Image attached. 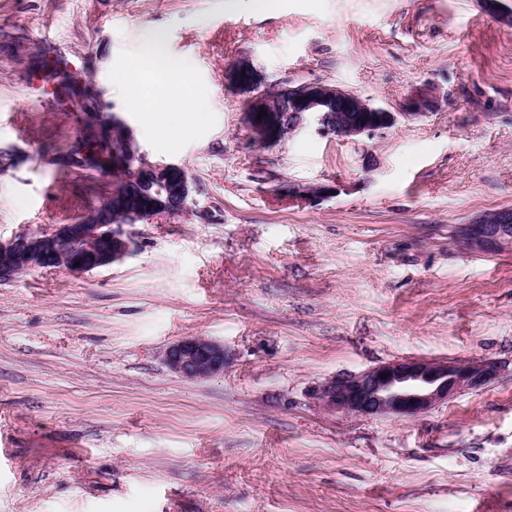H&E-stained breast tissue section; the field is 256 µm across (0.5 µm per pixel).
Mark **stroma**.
Instances as JSON below:
<instances>
[{
  "label": "stroma",
  "instance_id": "1",
  "mask_svg": "<svg viewBox=\"0 0 512 512\" xmlns=\"http://www.w3.org/2000/svg\"><path fill=\"white\" fill-rule=\"evenodd\" d=\"M189 65L154 95L170 138L116 84L153 34ZM63 48L152 160L183 165L192 210L128 225L132 254L0 283V512H512V248L454 225L512 208V23L480 0H0V240L81 213L85 176L42 151L78 114L30 93ZM324 81L391 111H435L355 140L306 124L252 143L227 71ZM202 116H188L192 101ZM288 182L329 183L280 205ZM202 336L224 371L188 381L167 348ZM402 358L501 362L483 388L412 418L333 412L316 387ZM334 187L328 184L295 185L288 184L274 190V196L288 204H312L330 197ZM285 191V194H282Z\"/></svg>",
  "mask_w": 512,
  "mask_h": 512
}]
</instances>
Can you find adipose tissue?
Segmentation results:
<instances>
[{
	"instance_id": "adipose-tissue-1",
	"label": "adipose tissue",
	"mask_w": 512,
	"mask_h": 512,
	"mask_svg": "<svg viewBox=\"0 0 512 512\" xmlns=\"http://www.w3.org/2000/svg\"><path fill=\"white\" fill-rule=\"evenodd\" d=\"M118 80L125 88L132 108L159 123L163 117L148 93V82L160 81L166 94L181 96L190 87L193 77L187 68L171 64L166 59L162 40L155 36L146 40L140 51L126 62Z\"/></svg>"
}]
</instances>
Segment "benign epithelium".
Here are the masks:
<instances>
[{
  "mask_svg": "<svg viewBox=\"0 0 512 512\" xmlns=\"http://www.w3.org/2000/svg\"><path fill=\"white\" fill-rule=\"evenodd\" d=\"M253 70L246 61L233 65L228 81L245 94L243 122L250 134L268 144L285 139L305 122L312 120L326 133L355 139L377 134L396 123L398 118L413 119L434 111L436 94L417 88L409 95L403 112H392L351 91L323 81L279 82L269 84L257 77L249 84L239 81V73ZM83 92L71 98L73 108L82 112L81 129L69 141L67 152L55 157L56 163L78 162L84 169L112 177L104 205L85 210L68 222L54 224L41 232H20L6 242L0 241V281H9L20 271L64 269L83 274L120 261L134 250L132 237L124 224H142L173 214H183L193 203L190 178L183 167L171 162L154 161L142 152L133 130L115 113L102 123L95 113L85 112L88 101L104 111L100 98L82 85ZM266 112L258 117L259 111ZM332 112H359L343 127L334 125ZM125 132V146L112 155L105 167L98 165L96 147L106 144L112 128ZM133 172L139 177L138 205L125 212V223L112 222V199L131 192L129 182L119 174ZM334 187L328 184H288L274 190V196L290 204H312L330 197ZM453 236L468 249L483 255L512 247V210L501 209L472 224H459ZM169 369L187 380L211 377L224 371V344L193 336L172 344L166 351ZM501 366L490 359L470 361L424 360L406 358L385 362L366 370L334 376L316 392L319 403L331 410L364 416H415L445 402L463 390L480 389L498 376Z\"/></svg>",
  "mask_w": 512,
  "mask_h": 512,
  "instance_id": "benign-epithelium-1",
  "label": "benign epithelium"
}]
</instances>
